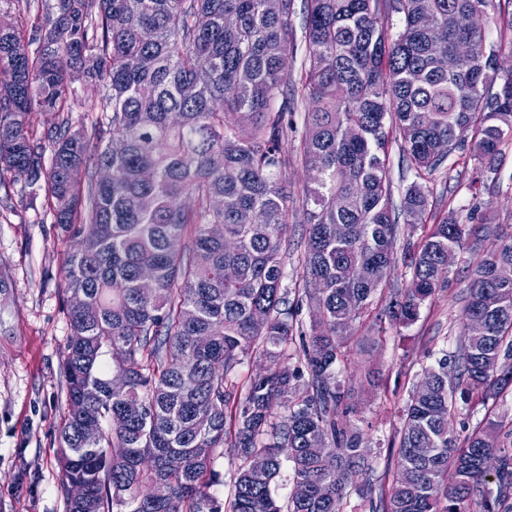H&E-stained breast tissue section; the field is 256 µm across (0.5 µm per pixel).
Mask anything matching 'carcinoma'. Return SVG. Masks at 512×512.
<instances>
[{
	"label": "carcinoma",
	"mask_w": 512,
	"mask_h": 512,
	"mask_svg": "<svg viewBox=\"0 0 512 512\" xmlns=\"http://www.w3.org/2000/svg\"><path fill=\"white\" fill-rule=\"evenodd\" d=\"M489 5L42 0L35 38L0 29V186L30 169L28 185L77 240L63 266L70 336L57 460L64 491L80 483L86 497L66 499L67 512H342L356 487L370 512H461L466 500L512 512V429L489 419L458 445L448 428L456 397L485 405L512 394V234L484 225L500 244L469 270L461 353L451 365L442 356L419 380L426 391H411L396 477L377 496L363 440L341 421L348 391L336 380L353 323L413 324L447 277L448 249L462 244L452 215L406 240L410 278L372 311L397 264L399 225L427 222L419 180L467 141L482 161L512 139V71L492 91L496 51L469 24ZM392 13L402 20L394 38ZM461 41L473 54L450 67ZM299 52L296 83L286 63ZM77 81L101 88L90 129L69 113ZM300 104L304 165L320 174L303 205L308 329L282 257L293 216L288 113ZM33 112L55 122L39 132ZM396 141L416 177L398 205L386 176ZM104 166L109 183L97 177ZM144 272L156 281L148 297ZM109 351L110 374L100 366ZM252 356L274 370L240 386L236 369ZM87 420L97 436L84 435ZM226 452L237 466L222 500L210 487ZM285 465L305 493L283 501L275 485Z\"/></svg>",
	"instance_id": "carcinoma-1"
}]
</instances>
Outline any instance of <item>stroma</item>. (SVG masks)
<instances>
[{"label": "stroma", "mask_w": 512, "mask_h": 512, "mask_svg": "<svg viewBox=\"0 0 512 512\" xmlns=\"http://www.w3.org/2000/svg\"><path fill=\"white\" fill-rule=\"evenodd\" d=\"M288 136L290 205L300 210L309 173L299 154L304 114L291 116ZM437 215H457L466 226L464 247L448 269L442 288L406 327L358 319L336 364L351 390L347 419L362 434L374 466L375 485L390 486L396 475L401 409L425 369L441 353L458 355L468 265L490 256L496 238L482 237L492 219L512 233V140L504 141L493 164L468 150L454 151L426 180ZM73 242L64 237L23 178L0 187V270L11 280L0 302V512H66L56 462L58 428L65 413L62 360L69 336L63 263ZM512 427V395L492 408L456 403L449 430L457 442L485 418Z\"/></svg>", "instance_id": "1"}]
</instances>
